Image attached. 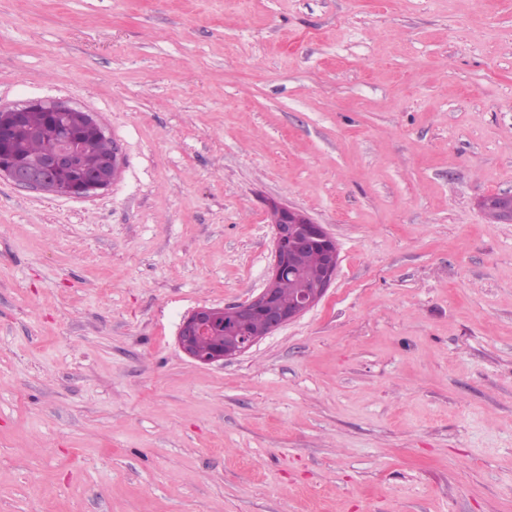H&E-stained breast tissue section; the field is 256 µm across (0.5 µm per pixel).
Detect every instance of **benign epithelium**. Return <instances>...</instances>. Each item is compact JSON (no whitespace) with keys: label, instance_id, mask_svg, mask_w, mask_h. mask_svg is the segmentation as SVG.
I'll return each instance as SVG.
<instances>
[{"label":"benign epithelium","instance_id":"benign-epithelium-1","mask_svg":"<svg viewBox=\"0 0 512 512\" xmlns=\"http://www.w3.org/2000/svg\"><path fill=\"white\" fill-rule=\"evenodd\" d=\"M50 113L54 122L72 112L80 115V131L72 134L62 128L52 134L42 161L36 166L20 164L10 153L9 143L21 120V113ZM111 138L107 127L92 112L72 107L62 101L30 100L12 108L0 107V178L33 191L72 199H86L112 186L121 175L122 152L112 142V153L91 173L76 171L81 154L97 140ZM273 259L267 282L252 298L233 306L199 307L186 316L178 330L179 347L201 364L232 360L256 345L261 337L246 329L253 317L261 318L273 333L295 321L326 294L335 280L340 258L335 238L326 227L306 213L280 203H270ZM313 245L325 251L321 279L299 292L283 306L277 298L276 284L295 268L300 252Z\"/></svg>","mask_w":512,"mask_h":512}]
</instances>
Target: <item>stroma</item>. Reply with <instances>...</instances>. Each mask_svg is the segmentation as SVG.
Returning <instances> with one entry per match:
<instances>
[{"instance_id":"1","label":"stroma","mask_w":512,"mask_h":512,"mask_svg":"<svg viewBox=\"0 0 512 512\" xmlns=\"http://www.w3.org/2000/svg\"><path fill=\"white\" fill-rule=\"evenodd\" d=\"M121 144L76 200L0 179V512H512V0H0V105ZM340 264L231 361L270 202Z\"/></svg>"}]
</instances>
